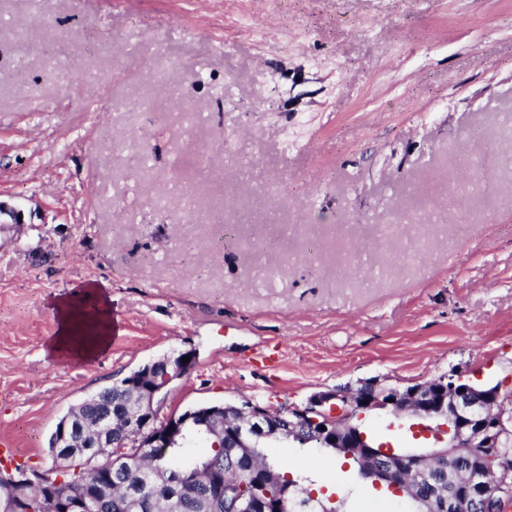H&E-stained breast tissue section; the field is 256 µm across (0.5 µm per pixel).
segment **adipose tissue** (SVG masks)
Wrapping results in <instances>:
<instances>
[{
  "label": "adipose tissue",
  "mask_w": 512,
  "mask_h": 512,
  "mask_svg": "<svg viewBox=\"0 0 512 512\" xmlns=\"http://www.w3.org/2000/svg\"><path fill=\"white\" fill-rule=\"evenodd\" d=\"M58 331L49 343L50 351L62 358L89 360L96 357L112 338V315L105 295H98L93 309L60 300L57 304Z\"/></svg>",
  "instance_id": "ef3b65f1"
}]
</instances>
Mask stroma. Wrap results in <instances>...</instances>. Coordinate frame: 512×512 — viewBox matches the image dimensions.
<instances>
[{
  "label": "stroma",
  "mask_w": 512,
  "mask_h": 512,
  "mask_svg": "<svg viewBox=\"0 0 512 512\" xmlns=\"http://www.w3.org/2000/svg\"><path fill=\"white\" fill-rule=\"evenodd\" d=\"M494 155L490 189L472 164ZM0 439L175 350L166 420L512 379V0H0ZM95 283L88 361L47 350ZM410 417L362 428L420 450ZM315 458L360 512L352 465ZM58 331L49 342L60 358L89 360L103 351L112 338V315L107 298L97 293V305L88 311L79 302L62 299L57 305ZM85 318L86 325L81 321Z\"/></svg>",
  "instance_id": "35a3bbf8"
}]
</instances>
